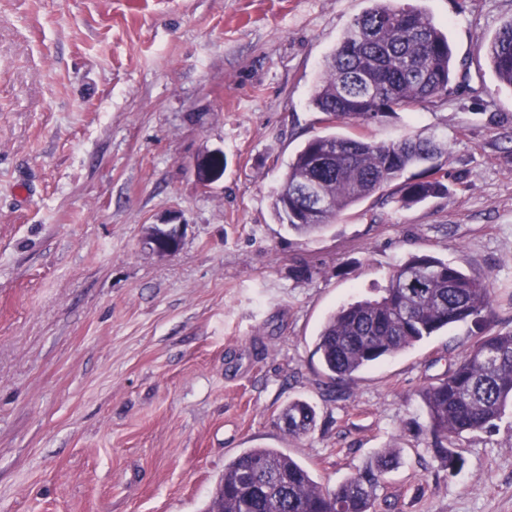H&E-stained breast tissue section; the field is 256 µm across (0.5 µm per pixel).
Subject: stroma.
<instances>
[{"label":"stroma","mask_w":512,"mask_h":512,"mask_svg":"<svg viewBox=\"0 0 512 512\" xmlns=\"http://www.w3.org/2000/svg\"><path fill=\"white\" fill-rule=\"evenodd\" d=\"M418 5L448 33L447 97L342 132L434 138L406 175L448 191L403 208L390 185L302 238L274 193L325 131L311 96L369 0H0V512H204L246 449L333 488L393 444L390 512H512V407L448 441L451 473L420 397L474 324L335 384L314 353L414 255L487 274L512 331V89L487 56L512 0ZM216 149L205 187L192 164ZM166 220L183 236L161 258L142 240ZM297 399L316 413L299 438ZM283 419L287 423L288 433L300 437L311 430L315 419L314 409L306 401H293L283 411Z\"/></svg>","instance_id":"35a3bbf8"}]
</instances>
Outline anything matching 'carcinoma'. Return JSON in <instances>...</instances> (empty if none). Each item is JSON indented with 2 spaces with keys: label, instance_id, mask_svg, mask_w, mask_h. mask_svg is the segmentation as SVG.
<instances>
[{
  "label": "carcinoma",
  "instance_id": "obj_1",
  "mask_svg": "<svg viewBox=\"0 0 512 512\" xmlns=\"http://www.w3.org/2000/svg\"><path fill=\"white\" fill-rule=\"evenodd\" d=\"M326 58L311 103L332 125L369 127L414 105H433L452 83V48L433 17L415 6L371 0ZM497 79L512 88V21L487 48ZM430 141H368L329 132L309 139L288 165L273 208L299 237L326 231L346 209L401 179L412 166L433 158ZM319 182L324 206L311 211L300 190ZM447 191L438 178L406 180L399 202L411 207ZM492 286L486 275L465 274L447 262L415 255L393 273L375 298L339 307L315 343L324 374L333 382L351 380L367 366L411 348L440 330L473 322L476 345L446 378L420 393L437 439L435 457L455 469L460 459L440 439L487 431L512 402V332L487 327ZM288 433L307 434L313 407L297 400L283 411ZM397 462L388 449L334 488L278 448H249L224 465L205 512H378L382 473Z\"/></svg>",
  "mask_w": 512,
  "mask_h": 512
}]
</instances>
